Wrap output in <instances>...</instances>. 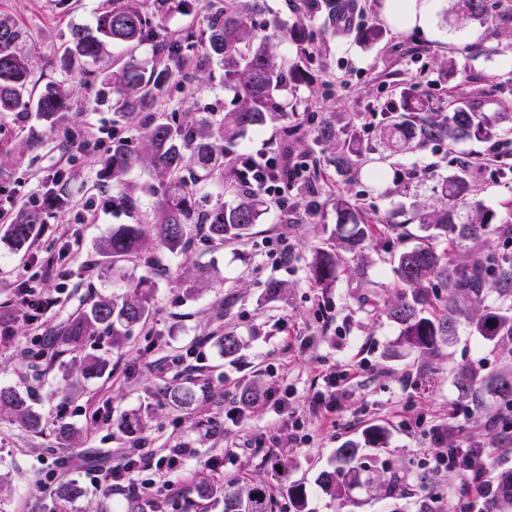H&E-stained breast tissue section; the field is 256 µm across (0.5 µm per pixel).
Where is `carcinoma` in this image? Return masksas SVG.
<instances>
[{"instance_id":"1","label":"carcinoma","mask_w":512,"mask_h":512,"mask_svg":"<svg viewBox=\"0 0 512 512\" xmlns=\"http://www.w3.org/2000/svg\"><path fill=\"white\" fill-rule=\"evenodd\" d=\"M188 0H109L98 13L95 27L71 31L66 50L68 70L95 63L103 48L115 45L125 54L113 64L112 74L102 79L100 101L112 100V110L139 116L142 148L132 151L118 143L112 154L101 161L102 173L112 180L115 195L110 200L133 207L126 197L127 176L137 168L148 172V189L158 196L153 209V224H116L101 241L104 274L112 276L116 292L90 301L79 314L61 328L50 345L51 358L76 351L87 336L106 334L112 345H122L123 337L145 324L154 302V281L160 248L172 255L186 252L193 232L206 227L216 247L242 238L263 212L264 201L255 194L239 191L234 168L224 167L225 146L247 131L263 128L283 113L282 100L288 90V62L273 52L277 34L259 37L242 0H225L224 7L207 17L202 37L191 30L174 37L163 25L164 17L186 5ZM458 12L465 21L484 25L492 21L486 0H458ZM28 32L10 16L0 15V118L37 112L51 118L72 108L68 81L46 86L39 94L32 87V62L20 45ZM145 40L156 46L158 61L145 68L134 56ZM204 50V64L223 71L224 87L235 93L234 110L216 115L205 112L188 121H170L159 115L158 103L166 96L169 81L186 58ZM402 112L385 117L386 141L394 148H405L413 141L446 143L452 147L464 140H492L501 132L505 116L490 117L458 107L448 114L431 111L427 101L408 87L400 92ZM319 141L336 150L338 166L349 169L353 158L361 156L359 136L346 128L323 123L316 131ZM471 162L463 160L457 170L440 179L439 208L419 217L421 229L430 237L451 236L459 249L469 250L464 260L422 245L398 253L394 273L401 293L388 305L386 314L400 330L393 354H430L456 338L460 328L488 341L512 342V254H486L477 248L487 237L494 214L476 199L470 177ZM217 184L222 192L235 197L233 203L204 205L203 191ZM340 221L336 224L337 247L355 250L372 235V227L362 223L350 204L336 198ZM43 223L38 207L20 210L9 225L6 238L20 247ZM139 262L147 267L135 277L128 265ZM338 255L318 250L310 271L314 279L328 288L336 281ZM497 299L488 300L490 292ZM84 376L102 375L107 363L89 356L73 359ZM458 386L463 393L476 388L496 398L502 405L512 404V376L503 374L479 378L462 375ZM174 401L190 405L197 399L188 386L170 390ZM7 412L25 429L39 431L41 419L29 398L12 387H0V413ZM365 444L383 448L386 431L374 425L364 434ZM274 477L291 499L295 512H305L306 494L302 486L288 481L285 471L274 465ZM364 466L360 443L348 441L336 449V465L320 478L321 487L333 499L341 500L346 490L360 485ZM493 512H512V470L496 475ZM207 496H221L224 512H271V496L266 484L256 483L243 491L216 487L203 479L199 484Z\"/></svg>"}]
</instances>
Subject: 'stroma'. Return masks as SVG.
<instances>
[{
	"mask_svg": "<svg viewBox=\"0 0 512 512\" xmlns=\"http://www.w3.org/2000/svg\"><path fill=\"white\" fill-rule=\"evenodd\" d=\"M493 21L479 25L458 19L456 0H434L429 29H396L387 24L386 0H359L364 25L383 24L380 41L358 39L357 28L337 32L326 14L309 12L304 0H249L256 29H286L304 23L308 42L282 41L275 52L301 74L289 85L291 108L285 124L297 127L299 140L291 143L294 160L308 162L320 204L316 216L295 210V223L284 221L278 207L264 210L243 238L213 248L205 232H198L183 255H162L164 276L155 280L154 312L150 321L134 327L121 347L108 336L85 341L82 352L108 361L104 375L70 374L71 356L48 362L42 339L52 336L63 322L93 297L112 294L100 269V241L116 224H147L154 197L145 192L150 178L145 170L128 177L136 210L107 208L103 198L112 185L101 175L102 153H83L78 133L111 127L114 140L130 149L140 147L135 118L113 113L93 102L101 78L111 72L120 48L93 74L68 78L65 48L72 27L94 23L106 0H0V12L28 30L24 51L32 60L36 90L69 80L74 106L49 122L37 113L0 121V200L39 197L48 219L21 250L5 240L0 227V300H12L15 333L0 335V386L29 393L42 417V430L23 429L9 414H0V512H98L101 503L126 507L129 498L113 492L103 499L84 477L89 465L121 463L129 448L146 441L152 448H170L188 442L200 453L261 437L276 448L288 469L289 481L301 484L308 512H460L466 492L455 472L431 473V487L420 485L415 451L430 445L432 426L454 425L461 433L448 439L480 435L494 440L499 468L512 469V439L495 440L492 432L500 406L492 399L476 404L462 396L456 376L475 370L489 377L500 373L512 359V347L484 341L461 331L457 340L432 355L411 353L390 357L398 328L385 314L397 292L393 273L395 256L410 247L421 229L413 216L436 202L440 177L454 172L460 160L477 162L474 184L477 197L495 215L496 224L512 225V179L492 174V162L480 141H462L447 147L428 143L393 152L380 143L384 113L398 109L402 87L429 100L433 111L448 112L464 104L479 112L512 113V0H489ZM457 74H449V64ZM467 77H460V70ZM234 94L226 90L219 70L200 71L188 62L172 77L170 92L159 105L165 117L195 116L200 112L233 110ZM342 116L356 130L364 155L348 173L338 171L336 154L311 141L324 120ZM282 124V125H285ZM282 125L274 123L250 131L228 151L231 156L279 147ZM385 172L375 186L365 173L372 166ZM348 200L365 222L378 225L373 238L354 253H342L332 287L321 286L310 274L315 250L335 245L337 216L333 201ZM405 225L407 238L391 232ZM74 231L78 250L59 260V235ZM288 238V261L268 259L271 241ZM94 274H87L86 266ZM41 282L58 304L42 327L27 324L26 310L13 296L18 280ZM282 290L269 296L267 285ZM234 333L242 342L237 356L225 357L220 339ZM353 361L362 362L358 378L341 386V403L333 420L316 412L312 401L323 388V375L341 372ZM204 386L206 394L182 406L170 395L176 386ZM258 387L263 399L239 421L226 411L237 403L241 390ZM289 397L306 419L310 439L294 446L288 429L276 424L266 394ZM137 418L140 430L129 433L126 419ZM66 422L71 435L59 433ZM372 425L386 428L383 449L367 448L363 463L376 481L398 477L400 495L384 490H349L344 507L322 493L317 478L334 466L335 450L359 438ZM66 463L68 472L50 478L47 465ZM202 464L190 461L173 493L158 497L163 512H174L179 499L197 503V512H223V506L197 490ZM82 489L80 497L62 503L60 491L70 484Z\"/></svg>",
	"mask_w": 512,
	"mask_h": 512,
	"instance_id": "stroma-1",
	"label": "stroma"
}]
</instances>
